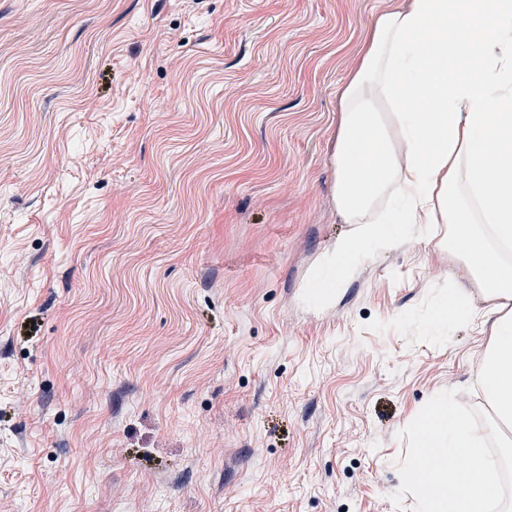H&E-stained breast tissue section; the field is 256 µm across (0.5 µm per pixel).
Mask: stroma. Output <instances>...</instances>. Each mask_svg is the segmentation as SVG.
<instances>
[{
	"label": "stroma",
	"instance_id": "obj_1",
	"mask_svg": "<svg viewBox=\"0 0 512 512\" xmlns=\"http://www.w3.org/2000/svg\"><path fill=\"white\" fill-rule=\"evenodd\" d=\"M400 2L0 0V512H420L413 419L486 415L447 251L300 300Z\"/></svg>",
	"mask_w": 512,
	"mask_h": 512
}]
</instances>
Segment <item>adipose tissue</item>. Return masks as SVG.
<instances>
[{
	"instance_id": "obj_1",
	"label": "adipose tissue",
	"mask_w": 512,
	"mask_h": 512,
	"mask_svg": "<svg viewBox=\"0 0 512 512\" xmlns=\"http://www.w3.org/2000/svg\"><path fill=\"white\" fill-rule=\"evenodd\" d=\"M333 205L348 231L321 258L307 302L330 299L369 254L429 239L466 273L434 323L491 320L473 363L487 416L455 395L414 422L409 480L421 512H495L512 460V0H403L363 32L340 96ZM499 454H491V447ZM464 460L452 472L448 461Z\"/></svg>"
}]
</instances>
